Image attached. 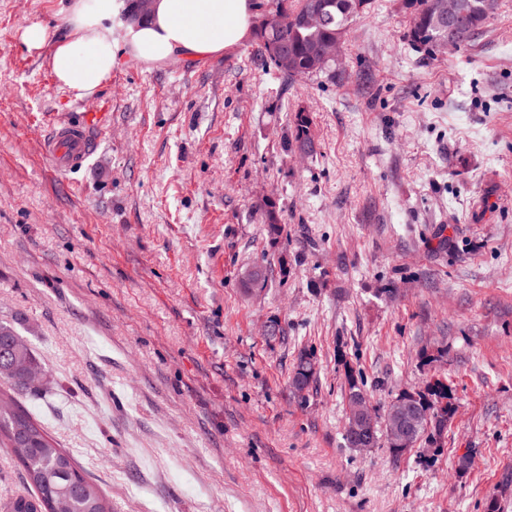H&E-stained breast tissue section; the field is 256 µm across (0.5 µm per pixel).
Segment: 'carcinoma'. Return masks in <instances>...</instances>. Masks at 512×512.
<instances>
[{
  "mask_svg": "<svg viewBox=\"0 0 512 512\" xmlns=\"http://www.w3.org/2000/svg\"><path fill=\"white\" fill-rule=\"evenodd\" d=\"M256 7L255 36L261 42L262 58L285 83L297 77L317 76L330 70L335 60L318 58L319 49L325 47L336 35L347 32L351 23L370 8V0H254ZM445 0H412L408 39L411 44L427 52L443 31L438 28V16ZM318 9L321 21L307 26L303 23L306 12ZM492 14L476 13L470 18L468 32L460 40L458 48L470 45L480 34ZM287 47L288 58L283 61L273 54L272 44ZM310 117L300 110L294 116L293 141L289 148L303 149L311 144ZM266 280V270L254 266L247 268L241 279L248 290ZM19 333L13 326L0 322V346L15 343L9 353L0 356V379L10 382L13 388L27 391L34 397H42L48 389L28 390L21 381L40 367L30 347L18 341ZM307 361L308 373L303 375L304 387L293 388L297 394L306 392L316 377L317 369L310 352L302 351L294 365L298 371L302 361ZM348 390L346 399L365 391L364 380L347 368ZM406 397L422 411L425 419L415 423V439L437 442L453 412L450 389L440 380L418 392L405 391ZM397 405L387 409L385 425H376L374 442L385 438L394 443V422ZM0 446L11 450L23 469L32 494L19 496L11 501L9 512H110V507L96 487L75 465L72 455L59 447L44 428L19 406L14 398L0 392Z\"/></svg>",
  "mask_w": 512,
  "mask_h": 512,
  "instance_id": "cac0c4a2",
  "label": "carcinoma"
}]
</instances>
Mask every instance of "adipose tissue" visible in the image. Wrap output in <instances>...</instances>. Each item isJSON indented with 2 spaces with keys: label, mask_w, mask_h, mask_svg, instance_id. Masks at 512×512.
<instances>
[{
  "label": "adipose tissue",
  "mask_w": 512,
  "mask_h": 512,
  "mask_svg": "<svg viewBox=\"0 0 512 512\" xmlns=\"http://www.w3.org/2000/svg\"><path fill=\"white\" fill-rule=\"evenodd\" d=\"M127 7V0L65 4L68 31L54 45L50 68L74 97L96 93L114 68L219 55L255 33L253 0H150L141 19L128 17Z\"/></svg>",
  "instance_id": "1"
}]
</instances>
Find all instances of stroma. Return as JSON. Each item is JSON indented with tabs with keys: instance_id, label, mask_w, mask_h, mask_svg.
<instances>
[{
	"instance_id": "stroma-1",
	"label": "stroma",
	"mask_w": 512,
	"mask_h": 512,
	"mask_svg": "<svg viewBox=\"0 0 512 512\" xmlns=\"http://www.w3.org/2000/svg\"><path fill=\"white\" fill-rule=\"evenodd\" d=\"M62 7L0 0V321L50 383L22 405L112 512H512V0L457 51L372 0L334 75L281 86L253 39L83 99L20 40ZM84 110L98 146L55 170ZM300 110L310 155L283 149ZM349 366L380 410L448 384L439 445L349 447ZM97 120L96 114L82 112L74 120L61 123L44 142L46 155L60 171H71L90 155L89 127Z\"/></svg>"
}]
</instances>
